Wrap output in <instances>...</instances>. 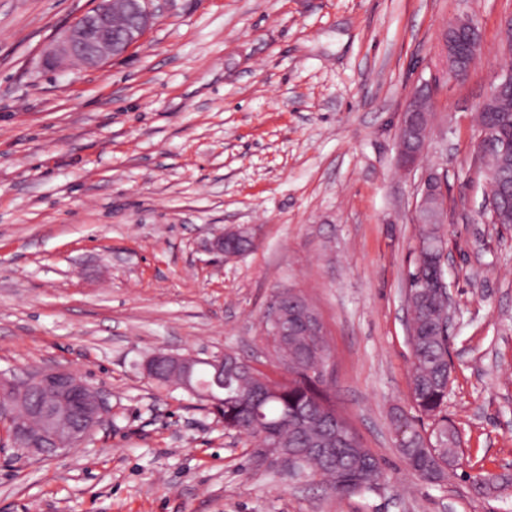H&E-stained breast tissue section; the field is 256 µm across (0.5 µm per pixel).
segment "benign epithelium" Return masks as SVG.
<instances>
[{
    "mask_svg": "<svg viewBox=\"0 0 512 512\" xmlns=\"http://www.w3.org/2000/svg\"><path fill=\"white\" fill-rule=\"evenodd\" d=\"M165 0H94V7L78 17L54 39L47 60L54 67L77 62L86 69H98L114 56L125 53L144 36L154 15ZM121 17L126 24L113 25ZM475 25L469 21L457 23L446 30L443 44L446 60L455 76L467 70L458 66L464 59H475L481 49V39L474 34ZM512 83V63L503 66L488 93L479 103L484 112L496 102L501 89ZM420 93L411 96L401 114L400 126L413 131L412 144L399 143V165L404 170L419 167L424 152L432 114L418 103ZM420 201L414 215L418 224L448 223V195L444 176L436 169L424 167L418 182ZM253 243L249 231L242 227L219 235L214 249L227 257L237 255L234 246ZM288 297L304 328L311 336L324 335L321 321L309 311L294 291L280 293L268 306L266 316L275 325L274 334L288 335V325L281 319L279 301ZM198 362L193 354L157 352L143 362L146 374L161 383L173 384L195 392L189 377ZM107 396L87 384L75 373L65 369L33 367L18 376L0 372V435L16 445L42 453L56 451L55 443L62 439L79 443L85 432L96 429L106 418Z\"/></svg>",
    "mask_w": 512,
    "mask_h": 512,
    "instance_id": "1",
    "label": "benign epithelium"
}]
</instances>
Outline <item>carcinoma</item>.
I'll use <instances>...</instances> for the list:
<instances>
[{"label":"carcinoma","mask_w":512,"mask_h":512,"mask_svg":"<svg viewBox=\"0 0 512 512\" xmlns=\"http://www.w3.org/2000/svg\"><path fill=\"white\" fill-rule=\"evenodd\" d=\"M507 104L488 113H480L479 126L490 125L491 134L512 139V90L504 91ZM475 163L487 171L486 197L499 202L501 186L512 187V154H478ZM438 256L420 248L414 251L412 268L406 278V305L410 314L412 351L410 391L414 414L393 417L395 430L403 433L398 443L408 467L428 482L439 483L447 477L453 460L463 454L459 429L445 413L450 382L451 360L448 349V305L436 289L430 287ZM267 334L279 359L288 362V381L257 390L259 378L244 364L224 370V394L209 401L224 420V430L241 429L288 455L284 463L293 474L318 472L327 478L338 494H355L377 484L383 475L382 463L366 450L347 420L336 410L324 373L316 370L326 362L316 338L300 327L293 335ZM336 434L338 461L330 467L313 452L327 433ZM512 482L507 474L480 473L472 484L482 491L506 487Z\"/></svg>","instance_id":"obj_1"}]
</instances>
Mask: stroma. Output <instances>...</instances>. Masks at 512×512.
Here are the masks:
<instances>
[{"mask_svg":"<svg viewBox=\"0 0 512 512\" xmlns=\"http://www.w3.org/2000/svg\"><path fill=\"white\" fill-rule=\"evenodd\" d=\"M92 5L0 0V370H70L112 415L76 449L0 446V512H512V487L470 482L512 472V224L487 223L473 163L512 0H167L103 68H47ZM467 19L482 51L456 77L442 34ZM428 82L464 441L441 485L407 468L391 420L411 408L419 199L396 134ZM243 226L252 250L213 251ZM288 288L321 317L336 405L384 467L375 489L256 463L254 438L142 369L230 351L283 378L264 315Z\"/></svg>","mask_w":512,"mask_h":512,"instance_id":"stroma-1","label":"stroma"}]
</instances>
